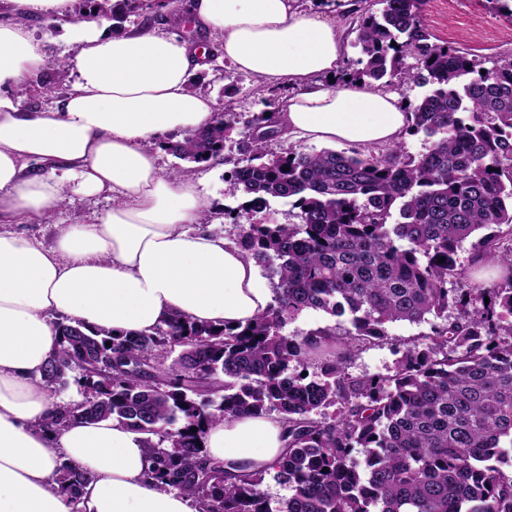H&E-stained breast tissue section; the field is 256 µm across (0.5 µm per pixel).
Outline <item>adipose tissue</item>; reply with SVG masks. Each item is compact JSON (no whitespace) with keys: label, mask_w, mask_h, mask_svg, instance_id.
Wrapping results in <instances>:
<instances>
[{"label":"adipose tissue","mask_w":512,"mask_h":512,"mask_svg":"<svg viewBox=\"0 0 512 512\" xmlns=\"http://www.w3.org/2000/svg\"><path fill=\"white\" fill-rule=\"evenodd\" d=\"M0 16V512H72L55 482L60 463L94 476L87 512H191L190 500L146 478L141 434L116 420L37 426L53 408L41 383L57 348L52 324L63 315L124 333H148L181 314L243 328L271 294L252 260L223 235L200 228L204 202L192 179L175 182L159 166L176 130L212 123L214 99L188 91L201 67L189 40L161 28L112 35L99 15L72 21L71 0H10ZM200 32L218 34V53L267 85L295 86L278 107L282 137L361 146L399 140L403 100L355 80L331 82L343 54L336 20L300 10L297 0H194ZM78 47V78L50 105L23 108L15 85L41 75L52 32ZM107 195L114 207L95 224H61L54 247L10 231L44 222L65 190ZM209 457L249 470L283 451L284 425L243 415L206 430Z\"/></svg>","instance_id":"1"}]
</instances>
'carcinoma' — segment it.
<instances>
[{
    "label": "carcinoma",
    "instance_id": "obj_1",
    "mask_svg": "<svg viewBox=\"0 0 512 512\" xmlns=\"http://www.w3.org/2000/svg\"><path fill=\"white\" fill-rule=\"evenodd\" d=\"M422 5L372 0L356 27L361 57L341 75L430 86L407 102L406 132L431 139L427 151L274 152L273 112H219L169 139L175 158L208 164L242 125L226 182L244 202L228 216L244 219L236 244L268 272L272 301L241 330L179 314L128 335L56 319L41 380L71 376L83 399L55 405L38 427L117 419L144 435L153 486L199 512H512V57L481 73L437 42ZM273 199L290 200L299 222L276 223ZM482 229L474 264L460 266L458 247ZM309 310L350 327L282 333ZM430 316L441 323L395 346L388 373L346 372L386 343L388 324ZM272 412L285 450L270 466L208 457L205 426ZM270 473L290 489L275 506L261 489ZM92 478L58 467L73 512Z\"/></svg>",
    "mask_w": 512,
    "mask_h": 512
}]
</instances>
